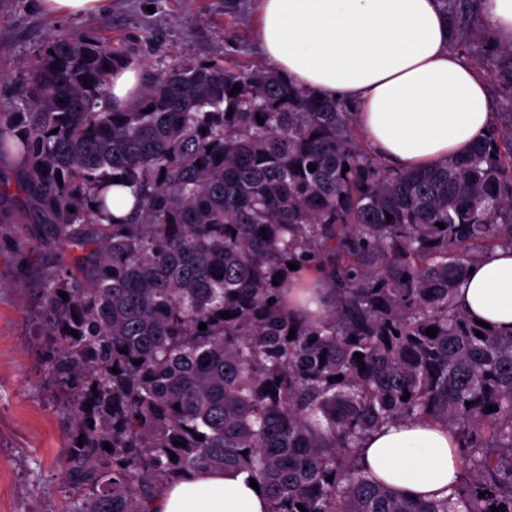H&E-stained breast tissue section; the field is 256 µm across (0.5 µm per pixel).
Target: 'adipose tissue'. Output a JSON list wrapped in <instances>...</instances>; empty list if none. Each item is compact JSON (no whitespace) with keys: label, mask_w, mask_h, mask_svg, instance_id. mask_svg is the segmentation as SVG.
<instances>
[{"label":"adipose tissue","mask_w":512,"mask_h":512,"mask_svg":"<svg viewBox=\"0 0 512 512\" xmlns=\"http://www.w3.org/2000/svg\"><path fill=\"white\" fill-rule=\"evenodd\" d=\"M266 60L300 89L351 103L357 128L390 167L427 168L467 154L490 129L487 81L450 47L439 0H260ZM475 321L512 333V249L473 265L456 297ZM457 438L439 425L392 422L365 437L359 460L410 498L443 497L460 479ZM155 512H269L246 474H183Z\"/></svg>","instance_id":"obj_1"}]
</instances>
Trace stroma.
Segmentation results:
<instances>
[{"label":"stroma","mask_w":512,"mask_h":512,"mask_svg":"<svg viewBox=\"0 0 512 512\" xmlns=\"http://www.w3.org/2000/svg\"><path fill=\"white\" fill-rule=\"evenodd\" d=\"M258 0H111L104 12L60 13L40 0H0V112L11 111L27 65L56 33L153 34L149 66L269 70L257 39ZM50 250L24 225L0 240V512H71L80 493L65 477L74 415L49 373L53 343L40 333L38 284Z\"/></svg>","instance_id":"35a3bbf8"}]
</instances>
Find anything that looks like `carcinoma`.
<instances>
[{
    "label": "carcinoma",
    "instance_id": "obj_1",
    "mask_svg": "<svg viewBox=\"0 0 512 512\" xmlns=\"http://www.w3.org/2000/svg\"><path fill=\"white\" fill-rule=\"evenodd\" d=\"M484 2L441 0L451 47L508 120L418 170L364 149L350 105L222 60L143 63L119 109L112 71L147 35L57 34L30 62L0 113V165L21 163L28 235L55 248L42 332L83 440L65 468L84 491L73 512H148L168 481L226 469L264 485L271 512H512V335L454 304L474 262L512 248V45L490 41ZM115 177L135 195L124 217ZM325 280L333 304L289 313L290 292ZM393 421L457 436L448 496L407 499L361 467L362 438Z\"/></svg>",
    "mask_w": 512,
    "mask_h": 512
}]
</instances>
